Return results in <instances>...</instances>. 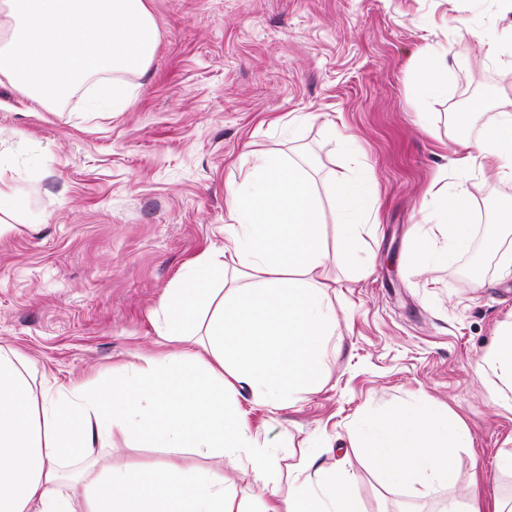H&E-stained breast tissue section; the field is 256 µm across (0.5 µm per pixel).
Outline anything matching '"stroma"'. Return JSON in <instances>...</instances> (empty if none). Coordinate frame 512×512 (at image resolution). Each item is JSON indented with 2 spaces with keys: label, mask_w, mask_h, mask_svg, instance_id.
Wrapping results in <instances>:
<instances>
[{
  "label": "stroma",
  "mask_w": 512,
  "mask_h": 512,
  "mask_svg": "<svg viewBox=\"0 0 512 512\" xmlns=\"http://www.w3.org/2000/svg\"><path fill=\"white\" fill-rule=\"evenodd\" d=\"M159 32L123 109L85 111L92 84L52 107L0 76V177L22 206L0 216V345L37 375L109 383L160 350L153 312L186 264L227 250L228 186L248 151L304 155L319 185L375 169L379 221L353 266L330 265L335 357L324 385L272 409L247 389L236 404L283 469L307 447L345 473L361 512H441L512 499V402L496 375L474 377L512 322V272L483 247L512 181L454 168L458 138L477 139L512 112V0H146ZM445 56L448 94L419 98V51ZM350 134V146L329 128ZM467 184L476 226L448 265L412 250L431 233L428 188ZM428 400L470 436L455 481L423 497L381 483L352 446L379 412Z\"/></svg>",
  "instance_id": "obj_1"
}]
</instances>
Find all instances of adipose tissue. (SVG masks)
Listing matches in <instances>:
<instances>
[{"label":"adipose tissue","instance_id":"obj_1","mask_svg":"<svg viewBox=\"0 0 512 512\" xmlns=\"http://www.w3.org/2000/svg\"><path fill=\"white\" fill-rule=\"evenodd\" d=\"M459 145L456 166L512 180L511 112L495 113L478 139ZM433 197L432 221L446 243L418 234L413 249L448 264L469 244L473 195L461 185ZM378 216L372 167L321 190L281 152L255 153L240 164L224 226L236 264L228 272L218 254L203 253L166 290L155 326L167 350L113 375L103 391L84 380L34 381L26 358L0 346V512H359L344 474L318 466L314 453L281 478L278 457L260 445L234 397L247 388L274 407L321 384L336 330L329 261L353 265L361 228ZM330 222L339 232L329 243ZM116 430L133 444L246 457L259 492L239 496L223 470L177 454L148 469L101 463L92 449L111 447ZM468 441L427 401L382 415L355 437L384 483L419 495L452 483L454 451Z\"/></svg>","mask_w":512,"mask_h":512}]
</instances>
